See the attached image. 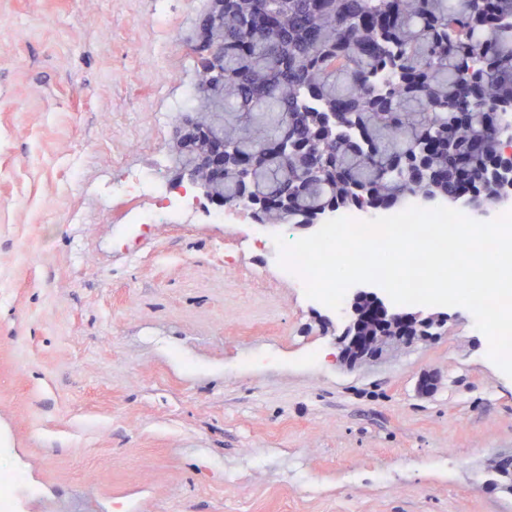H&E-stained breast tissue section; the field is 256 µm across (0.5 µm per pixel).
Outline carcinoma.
Here are the masks:
<instances>
[{"label":"carcinoma","mask_w":512,"mask_h":512,"mask_svg":"<svg viewBox=\"0 0 512 512\" xmlns=\"http://www.w3.org/2000/svg\"><path fill=\"white\" fill-rule=\"evenodd\" d=\"M216 21L223 63L201 65L208 115L178 162L201 168L203 145L246 154L286 131L321 173L296 156L247 175L226 163L209 199L265 224H317L360 197L449 201L448 151L473 139V199L501 197L485 164L512 135V0H224ZM330 112L345 117L323 141Z\"/></svg>","instance_id":"carcinoma-1"}]
</instances>
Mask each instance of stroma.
Segmentation results:
<instances>
[{
    "label": "stroma",
    "instance_id": "stroma-1",
    "mask_svg": "<svg viewBox=\"0 0 512 512\" xmlns=\"http://www.w3.org/2000/svg\"><path fill=\"white\" fill-rule=\"evenodd\" d=\"M192 0H0V467L16 512H512V378L472 313L354 367L252 249L129 223L194 104ZM329 331H322V324ZM113 191L115 190L117 193L128 194L131 195L137 191H149L159 195H166L168 188H163L157 184H155L152 178L145 173H141L133 176L126 183L117 184L115 187H112Z\"/></svg>",
    "mask_w": 512,
    "mask_h": 512
}]
</instances>
